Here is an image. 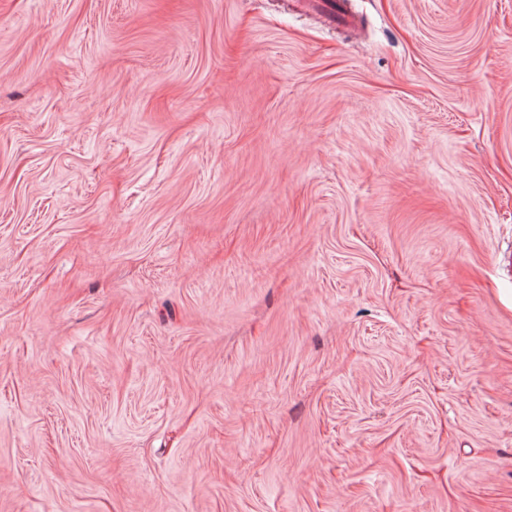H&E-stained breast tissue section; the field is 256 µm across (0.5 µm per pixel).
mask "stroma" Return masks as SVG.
<instances>
[{"label":"stroma","instance_id":"stroma-1","mask_svg":"<svg viewBox=\"0 0 512 512\" xmlns=\"http://www.w3.org/2000/svg\"><path fill=\"white\" fill-rule=\"evenodd\" d=\"M0 0V512H512V0Z\"/></svg>","mask_w":512,"mask_h":512}]
</instances>
